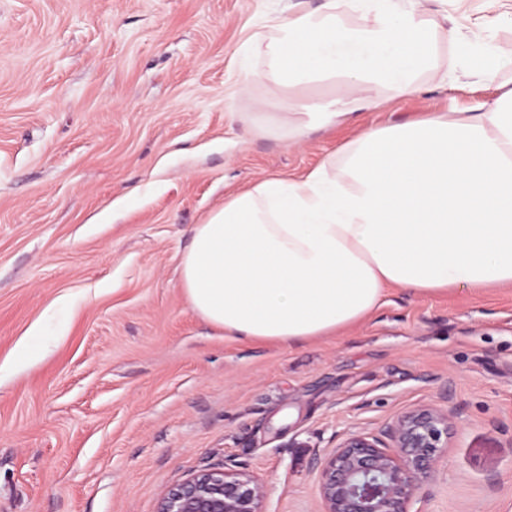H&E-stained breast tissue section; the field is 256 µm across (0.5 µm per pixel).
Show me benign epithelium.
Listing matches in <instances>:
<instances>
[{
    "instance_id": "7a95c632",
    "label": "benign epithelium",
    "mask_w": 512,
    "mask_h": 512,
    "mask_svg": "<svg viewBox=\"0 0 512 512\" xmlns=\"http://www.w3.org/2000/svg\"><path fill=\"white\" fill-rule=\"evenodd\" d=\"M451 412L409 410L378 436L353 431L321 463L324 512H411L410 507L448 447ZM265 485L229 463L190 474L161 499L158 512H263Z\"/></svg>"
}]
</instances>
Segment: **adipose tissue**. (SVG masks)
<instances>
[{"label":"adipose tissue","mask_w":512,"mask_h":512,"mask_svg":"<svg viewBox=\"0 0 512 512\" xmlns=\"http://www.w3.org/2000/svg\"><path fill=\"white\" fill-rule=\"evenodd\" d=\"M425 3L323 0L265 17L243 49L244 84L293 93L336 76L345 83L231 121L301 145L380 106V88L402 98L420 78L447 83ZM347 10L370 23L346 25ZM179 270L192 310L225 337L288 347L362 320L389 286L512 287V89L473 112L367 128L303 176H266L229 194L193 227Z\"/></svg>","instance_id":"adipose-tissue-1"}]
</instances>
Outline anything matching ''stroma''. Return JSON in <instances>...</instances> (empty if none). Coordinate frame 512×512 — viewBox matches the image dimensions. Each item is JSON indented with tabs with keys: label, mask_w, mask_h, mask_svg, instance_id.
I'll list each match as a JSON object with an SVG mask.
<instances>
[{
	"label": "stroma",
	"mask_w": 512,
	"mask_h": 512,
	"mask_svg": "<svg viewBox=\"0 0 512 512\" xmlns=\"http://www.w3.org/2000/svg\"><path fill=\"white\" fill-rule=\"evenodd\" d=\"M322 0H0V512H156L204 463L321 512L316 461L352 430L437 405L454 434L416 512H512V288H387L336 335L224 338L178 285L190 229L264 175L296 177L371 125L469 112L512 88L481 46L437 43L422 82L300 147L229 119L286 104L243 86L266 15ZM485 0H431L466 29ZM35 348L14 361L20 346Z\"/></svg>",
	"instance_id": "stroma-1"
}]
</instances>
